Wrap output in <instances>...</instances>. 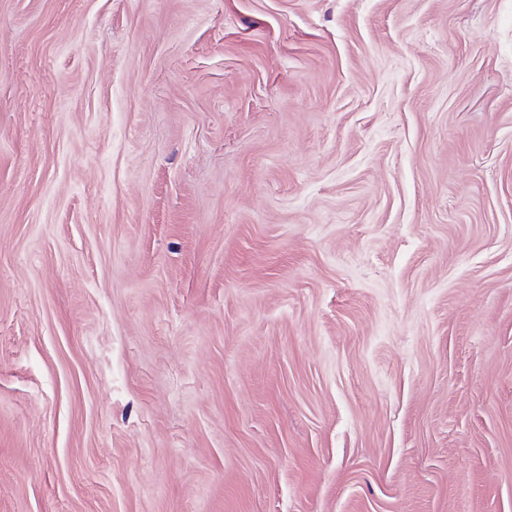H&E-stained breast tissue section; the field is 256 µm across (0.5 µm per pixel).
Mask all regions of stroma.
Wrapping results in <instances>:
<instances>
[{
	"label": "stroma",
	"mask_w": 512,
	"mask_h": 512,
	"mask_svg": "<svg viewBox=\"0 0 512 512\" xmlns=\"http://www.w3.org/2000/svg\"><path fill=\"white\" fill-rule=\"evenodd\" d=\"M0 512H512V0H0Z\"/></svg>",
	"instance_id": "35a3bbf8"
}]
</instances>
